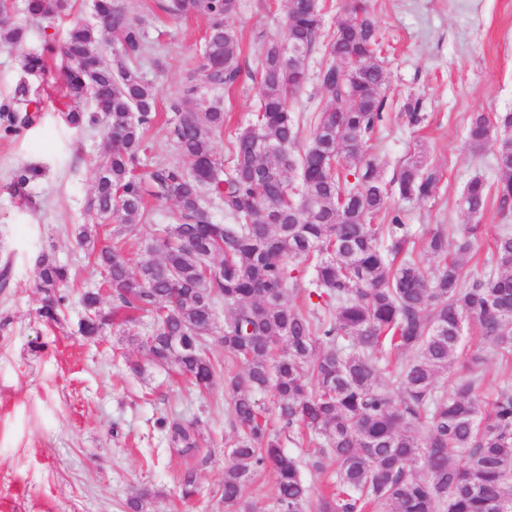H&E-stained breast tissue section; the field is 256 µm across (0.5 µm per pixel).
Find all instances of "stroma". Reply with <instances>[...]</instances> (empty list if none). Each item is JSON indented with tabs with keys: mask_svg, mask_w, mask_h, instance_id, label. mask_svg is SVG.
<instances>
[{
	"mask_svg": "<svg viewBox=\"0 0 512 512\" xmlns=\"http://www.w3.org/2000/svg\"><path fill=\"white\" fill-rule=\"evenodd\" d=\"M127 13L141 19L154 46L139 69L158 93L159 117L149 137L154 151L142 158L150 169L164 158L169 108L195 72L207 21L192 15L167 16L158 0H121ZM324 40L307 60L312 76L290 100L293 111L314 115L313 79L328 58L326 42L336 31L339 0H320ZM381 35L380 58L386 83L385 120L372 140V153L385 181L397 178L415 152H423L440 182L425 200L389 196L379 223L400 214L415 236L439 224L463 230L477 223L482 234L465 258L464 279L483 277L493 239L512 228V211L488 200L478 216L462 211L458 199L475 177L496 187L500 174L494 146L471 152L465 132L473 114L512 113V0H369ZM26 0H8L0 22L23 28V42L0 48V105L9 101L20 79L38 88L41 109L32 122L12 127L0 116V512H127L125 501L139 488L155 495L150 512H223L220 501L227 450L234 439L229 398L223 386L207 392L184 383L172 370L148 366L144 379L128 375L126 360L144 361L125 334L144 335L148 320L126 328L108 327L102 337L85 339L78 331L83 315L79 297L99 286V277L72 235L84 223L96 167L106 152L103 123L73 128L63 119L60 59L47 55L61 43L71 21L90 18L89 0H73L70 15L47 20L30 17ZM288 0H241L231 23L241 33V81L226 97L228 118L214 139L228 155L237 126L255 112L261 87L252 74L263 46L282 37ZM46 54L48 74L27 76L21 59ZM417 100L425 116L411 125L407 102ZM38 175L22 195L6 193L20 168ZM68 265L62 324L41 321V296L35 288L42 256ZM194 423L206 462L171 451L161 419ZM195 468L197 492L182 498L178 477Z\"/></svg>",
	"mask_w": 512,
	"mask_h": 512,
	"instance_id": "stroma-1",
	"label": "stroma"
}]
</instances>
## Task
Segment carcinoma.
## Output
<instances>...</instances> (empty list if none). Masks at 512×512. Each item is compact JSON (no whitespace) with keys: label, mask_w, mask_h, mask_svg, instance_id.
Masks as SVG:
<instances>
[{"label":"carcinoma","mask_w":512,"mask_h":512,"mask_svg":"<svg viewBox=\"0 0 512 512\" xmlns=\"http://www.w3.org/2000/svg\"><path fill=\"white\" fill-rule=\"evenodd\" d=\"M165 13L203 15L208 27L198 60L203 85L230 92L241 67V36L228 24L240 0H165ZM71 0H27V13L54 18L71 11ZM98 24L75 21L60 48L66 122L80 128L104 118L115 143L98 167L87 203L97 224L119 222L112 240L100 241L89 224L73 228L79 245L112 287V307L100 293L86 292L81 335H100L107 325L150 317V329L132 336L147 362L171 365L193 385L212 389L224 380L239 433L224 467V512H241L257 474L276 477L279 512H512V385L482 403L484 356L464 344L466 320L483 342L512 361V230L494 240L484 277L462 284L461 256L476 239L449 241L453 227L440 224L417 238L394 216L373 220L389 193L370 158L371 136L383 120L385 70L378 59L380 34L368 0H343L330 60L316 76L319 111L307 141L300 139L305 115L289 99L308 80L307 59L324 25L319 0H288L284 28L301 52L281 54V42L259 54L254 77L262 95L253 119L239 126L229 165L214 149L224 131V107L191 85L171 102L169 145L174 157L138 172L150 149L148 132L158 110L154 85L137 68L152 50L147 32L117 0H91ZM121 49L112 60L96 48L99 29ZM24 38L20 27L0 26V48ZM41 54L24 57L27 74L46 71ZM109 96L108 112L83 109L97 95ZM38 93L19 83L11 102L0 106L12 125L30 122ZM506 134L495 160L502 173L498 206L512 208V113L498 117ZM495 123L473 116L467 141L479 150ZM438 173L414 157L394 184L405 200L430 197ZM490 191L472 178L458 205L471 215L484 210ZM176 205L172 222L139 243L140 260L130 270L126 235L154 220L150 199ZM224 210L227 224L213 219ZM440 258L429 276L414 258L418 247ZM309 262L312 276L303 311L285 300L287 282L302 278L285 258ZM71 279L70 268L42 256L36 288L38 315L57 323ZM224 306V327L217 309ZM224 347L233 371L210 356ZM461 361L465 374L453 386L441 374ZM270 390L282 428L272 430L256 393ZM179 452H198L192 427L161 421ZM305 437L314 447L302 461L282 448V436ZM456 452L460 460L452 459ZM334 489L314 496L306 472L328 468ZM182 497L196 492V474L179 476ZM150 490L127 499L128 512H147Z\"/></svg>","instance_id":"1"}]
</instances>
